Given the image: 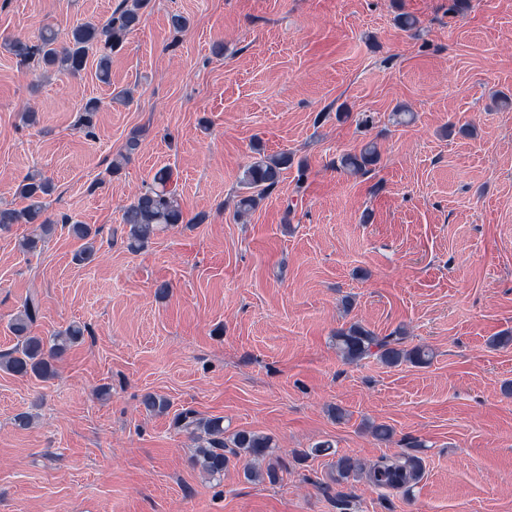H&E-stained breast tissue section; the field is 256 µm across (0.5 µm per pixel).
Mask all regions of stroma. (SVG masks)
Segmentation results:
<instances>
[{
	"instance_id": "35a3bbf8",
	"label": "stroma",
	"mask_w": 512,
	"mask_h": 512,
	"mask_svg": "<svg viewBox=\"0 0 512 512\" xmlns=\"http://www.w3.org/2000/svg\"><path fill=\"white\" fill-rule=\"evenodd\" d=\"M120 2L0 0V207H22L37 170L57 221L33 256L18 246L30 225L0 231V352L32 294L36 333L86 329L51 379L0 370V512H512V346L488 344L512 332V0H149L107 84L95 61L47 74L4 46ZM92 97L105 106L88 137L74 118ZM136 128L140 151L111 173ZM371 141L376 167L338 169ZM260 152L293 165L236 218ZM164 166L185 222L131 251L123 210ZM63 215L98 229L96 260L74 262ZM351 321L404 329L433 358L346 362L333 335ZM148 392L167 413L145 412ZM186 409L271 436L279 481L244 479L243 458L203 476L174 425ZM322 441L368 466L421 442L423 477L407 497L334 483L335 456L295 457Z\"/></svg>"
}]
</instances>
